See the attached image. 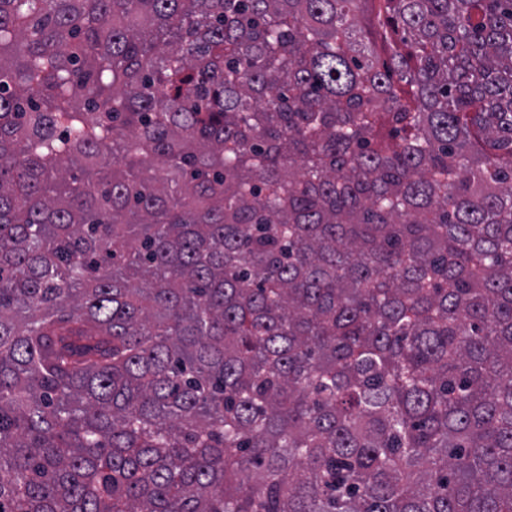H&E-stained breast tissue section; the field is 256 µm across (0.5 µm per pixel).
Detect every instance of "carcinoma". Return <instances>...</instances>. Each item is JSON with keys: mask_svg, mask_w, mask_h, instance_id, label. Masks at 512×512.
<instances>
[{"mask_svg": "<svg viewBox=\"0 0 512 512\" xmlns=\"http://www.w3.org/2000/svg\"><path fill=\"white\" fill-rule=\"evenodd\" d=\"M0 512H512V0H0Z\"/></svg>", "mask_w": 512, "mask_h": 512, "instance_id": "carcinoma-1", "label": "carcinoma"}]
</instances>
